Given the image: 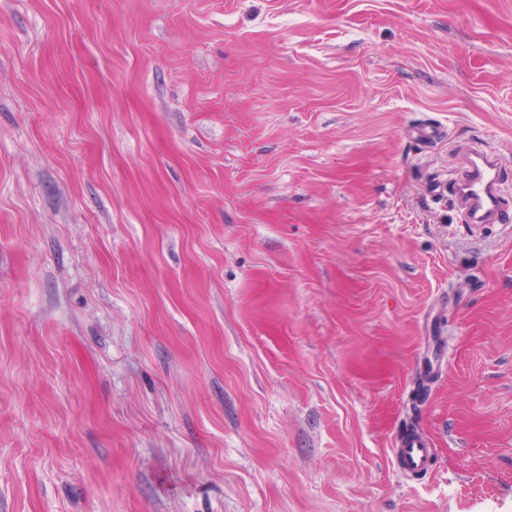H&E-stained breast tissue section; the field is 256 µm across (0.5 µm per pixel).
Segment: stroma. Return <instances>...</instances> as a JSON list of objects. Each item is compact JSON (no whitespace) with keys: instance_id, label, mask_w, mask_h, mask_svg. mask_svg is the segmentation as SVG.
<instances>
[{"instance_id":"stroma-1","label":"stroma","mask_w":512,"mask_h":512,"mask_svg":"<svg viewBox=\"0 0 512 512\" xmlns=\"http://www.w3.org/2000/svg\"><path fill=\"white\" fill-rule=\"evenodd\" d=\"M0 512H512V0H0ZM499 159L492 152H474L466 159L463 178L453 184V193L465 206L471 224H482L499 211ZM423 437L405 434L400 437L399 448H394L398 468L412 475H425L434 466L433 449Z\"/></svg>"}]
</instances>
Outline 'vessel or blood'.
Returning <instances> with one entry per match:
<instances>
[{
    "instance_id": "obj_1",
    "label": "vessel or blood",
    "mask_w": 512,
    "mask_h": 512,
    "mask_svg": "<svg viewBox=\"0 0 512 512\" xmlns=\"http://www.w3.org/2000/svg\"><path fill=\"white\" fill-rule=\"evenodd\" d=\"M499 165L492 152H475L467 157L465 174L453 185L454 195L465 206L467 222L481 224L498 213ZM395 456L399 469L412 475L428 473L435 464L427 440L413 434L401 436Z\"/></svg>"
}]
</instances>
